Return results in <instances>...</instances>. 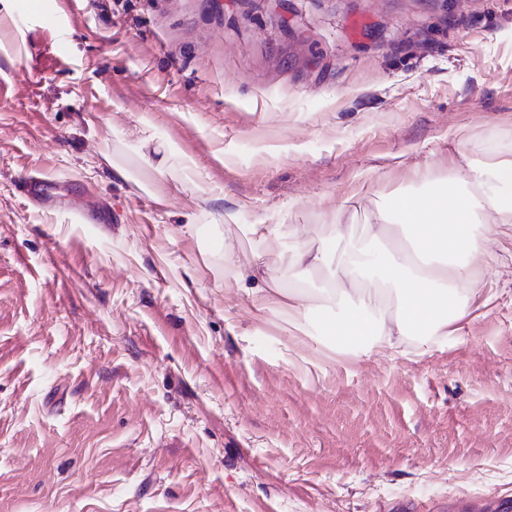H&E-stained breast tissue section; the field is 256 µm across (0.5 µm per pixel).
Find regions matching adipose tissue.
Returning a JSON list of instances; mask_svg holds the SVG:
<instances>
[{
	"label": "adipose tissue",
	"instance_id": "1",
	"mask_svg": "<svg viewBox=\"0 0 512 512\" xmlns=\"http://www.w3.org/2000/svg\"><path fill=\"white\" fill-rule=\"evenodd\" d=\"M510 230L512 158L468 161L394 195L360 229L340 226L318 248H294L293 268L323 275L321 300L337 310L326 335L370 356L403 336L455 335L471 313L485 241Z\"/></svg>",
	"mask_w": 512,
	"mask_h": 512
}]
</instances>
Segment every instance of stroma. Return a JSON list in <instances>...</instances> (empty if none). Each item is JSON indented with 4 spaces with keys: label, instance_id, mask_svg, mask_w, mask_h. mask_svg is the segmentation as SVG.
<instances>
[{
    "label": "stroma",
    "instance_id": "1",
    "mask_svg": "<svg viewBox=\"0 0 512 512\" xmlns=\"http://www.w3.org/2000/svg\"><path fill=\"white\" fill-rule=\"evenodd\" d=\"M11 9L0 512H512L511 236L475 264L459 335L369 357L330 345L322 304L301 332L248 295L312 289L291 248L421 173L512 156V0ZM159 144L192 173L155 197L141 158Z\"/></svg>",
    "mask_w": 512,
    "mask_h": 512
}]
</instances>
